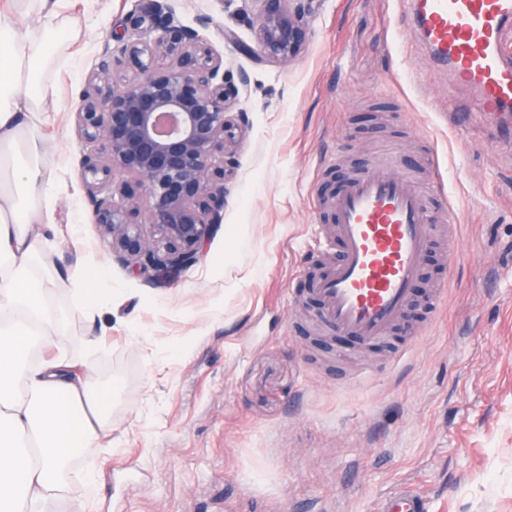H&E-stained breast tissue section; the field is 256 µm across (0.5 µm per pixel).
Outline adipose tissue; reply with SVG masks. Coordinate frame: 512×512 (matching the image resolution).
Returning <instances> with one entry per match:
<instances>
[{"label":"adipose tissue","instance_id":"adipose-tissue-1","mask_svg":"<svg viewBox=\"0 0 512 512\" xmlns=\"http://www.w3.org/2000/svg\"><path fill=\"white\" fill-rule=\"evenodd\" d=\"M0 12V512H43L46 493L63 490L69 463L109 426L90 385L62 367L24 360L31 337L47 336L58 282L35 269L54 232L58 192L41 127L47 41L63 28L54 0H20ZM36 447V458L27 450Z\"/></svg>","mask_w":512,"mask_h":512}]
</instances>
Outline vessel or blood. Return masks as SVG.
Returning <instances> with one entry per match:
<instances>
[{"label":"vessel or blood","instance_id":"1","mask_svg":"<svg viewBox=\"0 0 512 512\" xmlns=\"http://www.w3.org/2000/svg\"><path fill=\"white\" fill-rule=\"evenodd\" d=\"M409 19L450 85L468 93L440 112L443 123L461 128L475 114L494 124L512 115V0H412ZM393 166L386 159L346 177L332 198L335 224L314 225L310 238L312 249L336 254L313 290L325 324L371 347L388 342L413 300L435 236L425 194L445 192L442 182L426 190ZM378 512L425 505L402 489Z\"/></svg>","mask_w":512,"mask_h":512}]
</instances>
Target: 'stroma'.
Instances as JSON below:
<instances>
[{"label":"stroma","instance_id":"obj_1","mask_svg":"<svg viewBox=\"0 0 512 512\" xmlns=\"http://www.w3.org/2000/svg\"><path fill=\"white\" fill-rule=\"evenodd\" d=\"M166 3L223 56L248 125L198 262L132 272L93 220L75 113L138 0H59L68 24L43 81L62 192L43 271L119 303L50 294L64 366L97 377L113 432L44 512H376L402 486L427 512H512V139L441 122L461 94L406 22L407 0H317L305 48L281 64L221 36L252 41L256 0ZM387 146L400 170L443 180L432 219L454 225L461 255L447 272L433 252L398 355L306 325L309 227L331 221L314 203Z\"/></svg>","mask_w":512,"mask_h":512}]
</instances>
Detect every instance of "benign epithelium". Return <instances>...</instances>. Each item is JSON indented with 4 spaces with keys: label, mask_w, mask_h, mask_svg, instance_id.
Instances as JSON below:
<instances>
[{
    "label": "benign epithelium",
    "mask_w": 512,
    "mask_h": 512,
    "mask_svg": "<svg viewBox=\"0 0 512 512\" xmlns=\"http://www.w3.org/2000/svg\"><path fill=\"white\" fill-rule=\"evenodd\" d=\"M253 43L261 63L297 57L316 0H255ZM121 43L132 75L114 70ZM223 56L199 33L174 24L159 0H140L122 33L105 40L77 112L79 178L112 256L139 274L173 272L203 255L224 209L230 159L243 133L239 89L220 74ZM138 177L148 205L126 180Z\"/></svg>",
    "instance_id": "7a95c632"
}]
</instances>
